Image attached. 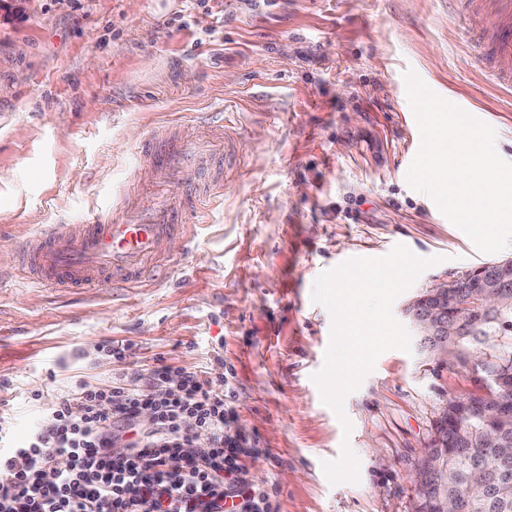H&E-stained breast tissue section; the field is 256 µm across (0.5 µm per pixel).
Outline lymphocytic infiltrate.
Instances as JSON below:
<instances>
[{
  "mask_svg": "<svg viewBox=\"0 0 512 512\" xmlns=\"http://www.w3.org/2000/svg\"><path fill=\"white\" fill-rule=\"evenodd\" d=\"M170 375L166 365L135 369L56 398L23 445L0 448V512H278L275 491L247 478L223 383L184 369L173 390Z\"/></svg>",
  "mask_w": 512,
  "mask_h": 512,
  "instance_id": "lymphocytic-infiltrate-1",
  "label": "lymphocytic infiltrate"
}]
</instances>
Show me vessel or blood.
I'll use <instances>...</instances> for the list:
<instances>
[{"mask_svg": "<svg viewBox=\"0 0 512 512\" xmlns=\"http://www.w3.org/2000/svg\"><path fill=\"white\" fill-rule=\"evenodd\" d=\"M493 57L500 80L512 86V26L498 35ZM228 144L223 120L193 135L162 126L140 150L154 187L135 203L102 204L80 224H48L21 246L20 265L39 288H102L137 282L147 267L163 265L167 243L190 238L198 204L224 193Z\"/></svg>", "mask_w": 512, "mask_h": 512, "instance_id": "1", "label": "vessel or blood"}]
</instances>
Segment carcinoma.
Wrapping results in <instances>:
<instances>
[{
	"mask_svg": "<svg viewBox=\"0 0 512 512\" xmlns=\"http://www.w3.org/2000/svg\"><path fill=\"white\" fill-rule=\"evenodd\" d=\"M447 341L458 365H474L476 383L486 392L461 398L466 415L441 419L436 425L421 461H437L450 478L446 486L423 495L419 512H436L435 500L439 497L467 496L476 478L480 488L472 495L469 512H512V450L489 442L480 446L481 426L468 417L475 404L505 398L496 377L505 370L512 371V310L492 323L476 319L468 334L449 336Z\"/></svg>",
	"mask_w": 512,
	"mask_h": 512,
	"instance_id": "cac0c4a2",
	"label": "carcinoma"
}]
</instances>
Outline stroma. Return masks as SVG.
Wrapping results in <instances>:
<instances>
[{
  "instance_id": "35a3bbf8",
  "label": "stroma",
  "mask_w": 512,
  "mask_h": 512,
  "mask_svg": "<svg viewBox=\"0 0 512 512\" xmlns=\"http://www.w3.org/2000/svg\"><path fill=\"white\" fill-rule=\"evenodd\" d=\"M496 0H0V422L18 445L47 398L128 370L223 374L253 485L279 512H411L412 474L445 401L470 369L419 348L389 350L344 400L311 376L333 318L316 278L402 244L437 257L392 305L490 262L406 173L420 134L404 75L492 126L512 162V95L471 48L491 49ZM190 15L191 26L173 19ZM225 111L234 152L224 198L170 240L168 262L133 287L20 284L19 246L40 224H78L139 179L159 124L197 128ZM129 344L125 360L102 340ZM349 443L359 483L323 462Z\"/></svg>"
}]
</instances>
